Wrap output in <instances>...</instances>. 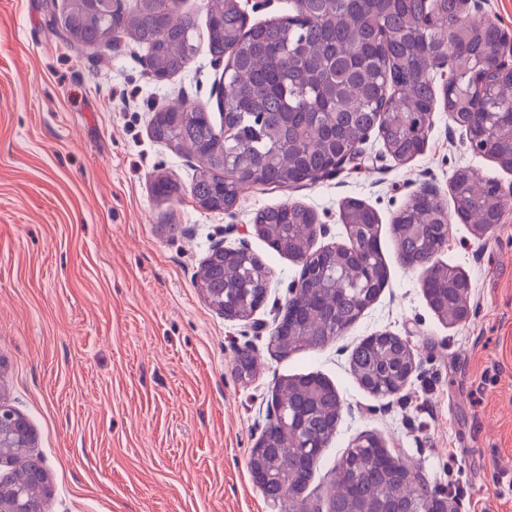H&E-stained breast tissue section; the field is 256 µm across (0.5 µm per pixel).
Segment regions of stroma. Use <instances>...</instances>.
I'll list each match as a JSON object with an SVG mask.
<instances>
[{
  "instance_id": "1",
  "label": "stroma",
  "mask_w": 512,
  "mask_h": 512,
  "mask_svg": "<svg viewBox=\"0 0 512 512\" xmlns=\"http://www.w3.org/2000/svg\"><path fill=\"white\" fill-rule=\"evenodd\" d=\"M47 1L0 0V401L33 430L48 476L42 512H275L249 459L281 381L307 374L343 402L308 503L329 496L342 454L373 435L436 493L463 485L457 512H512V171L472 153L438 103L410 161L372 133L331 178L249 188L230 215L202 209L189 192L198 159L156 142L150 126L181 100L219 117L223 65L202 47L158 79L129 38L102 54L70 48ZM461 167L498 181L507 209L483 237L448 228L436 260L471 282L470 318L453 324L424 296L426 268L401 260L392 222L424 188L452 209ZM161 175L179 196L154 194ZM350 199L378 214L388 282L334 342L276 357L265 326L300 265L257 235L254 216L310 208L330 228L317 249L347 243L340 207ZM242 240L271 273L250 324L225 319L196 284L215 245ZM380 330L407 338L418 364L383 399L350 367L353 347ZM242 349L257 359L245 382L234 369Z\"/></svg>"
}]
</instances>
